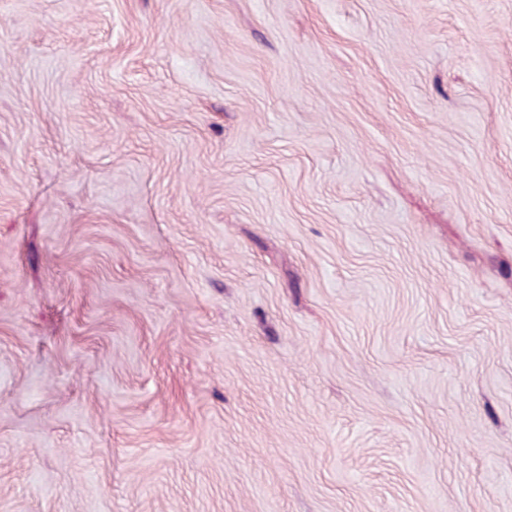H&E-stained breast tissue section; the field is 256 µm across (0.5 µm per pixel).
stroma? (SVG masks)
<instances>
[{
  "label": "stroma",
  "mask_w": 512,
  "mask_h": 512,
  "mask_svg": "<svg viewBox=\"0 0 512 512\" xmlns=\"http://www.w3.org/2000/svg\"><path fill=\"white\" fill-rule=\"evenodd\" d=\"M0 512H512V0H0Z\"/></svg>",
  "instance_id": "obj_1"
}]
</instances>
